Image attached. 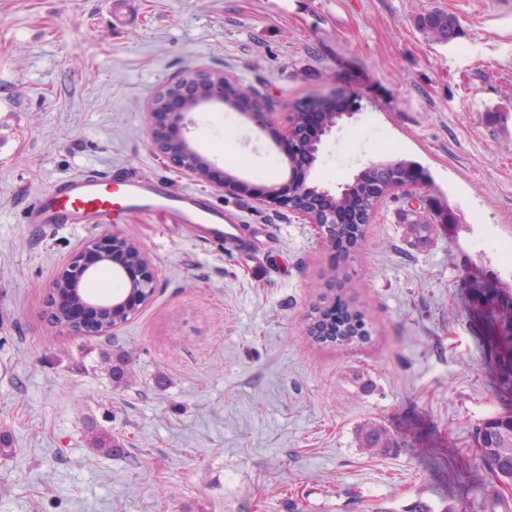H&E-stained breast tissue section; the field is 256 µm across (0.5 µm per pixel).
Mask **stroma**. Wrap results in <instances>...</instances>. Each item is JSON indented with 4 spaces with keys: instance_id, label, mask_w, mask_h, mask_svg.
Listing matches in <instances>:
<instances>
[{
    "instance_id": "35a3bbf8",
    "label": "stroma",
    "mask_w": 512,
    "mask_h": 512,
    "mask_svg": "<svg viewBox=\"0 0 512 512\" xmlns=\"http://www.w3.org/2000/svg\"><path fill=\"white\" fill-rule=\"evenodd\" d=\"M453 14L450 42L419 29ZM0 0V512H403L423 496L467 512H512L487 483L479 423L512 411L496 338L512 324V268L473 242L512 240V0ZM223 73L265 99L276 128L291 106L348 98L353 116L326 139L309 182L335 188L368 161L426 174L397 193L349 264L346 294L369 342H313L308 314L335 265L297 214L247 192L208 193L265 256L205 241L164 214L120 224L147 249L150 302L111 338L68 336L50 320V285L108 224H26L25 207L66 177L123 168L201 188L152 146L153 93L185 69ZM195 149L249 184L287 164L231 108L193 116ZM457 221H449V213ZM429 224V243L407 227ZM491 285L490 293L472 281ZM128 354L113 389L101 349ZM361 369L375 394H357ZM375 420L388 454L358 448ZM121 452L90 448V426ZM356 439L360 448L383 452L390 448H398V441L390 430L375 421H365L358 425Z\"/></svg>"
}]
</instances>
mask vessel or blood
<instances>
[{"mask_svg":"<svg viewBox=\"0 0 512 512\" xmlns=\"http://www.w3.org/2000/svg\"><path fill=\"white\" fill-rule=\"evenodd\" d=\"M161 210L177 222L196 226L204 238L235 245L239 224L199 190H174L166 179L123 170L78 173L36 198L24 213L27 224H109Z\"/></svg>","mask_w":512,"mask_h":512,"instance_id":"1","label":"vessel or blood"}]
</instances>
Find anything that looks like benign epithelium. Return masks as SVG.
Segmentation results:
<instances>
[{
	"mask_svg": "<svg viewBox=\"0 0 512 512\" xmlns=\"http://www.w3.org/2000/svg\"><path fill=\"white\" fill-rule=\"evenodd\" d=\"M231 85L224 75L189 69L175 82L158 89L153 96L151 115L156 124L177 123L183 127L193 124V114L206 109L236 106V99H227L226 91ZM315 113L299 108L290 113L288 141L293 143V154L289 156L291 167L304 163L312 168L316 162L323 140L329 136L339 122L352 117L350 112H321L314 134L302 138L299 127L307 114ZM155 151L177 169L209 182L213 164L194 149L188 140H183L176 149L164 139L154 142ZM421 181L409 178L389 187L373 197L364 223H372L375 214L385 201L397 192H410L420 188ZM352 184L337 186L335 191L320 189L311 196V187L295 177L289 178V187L280 184L254 186L251 196L259 204L287 209L305 217L312 224L319 238L328 247L336 250V212L330 203L345 196ZM108 267L113 276L126 281L124 291L110 296L97 295L85 288L100 268ZM156 288V275L150 256L141 244L118 233L85 241L71 258L60 268L52 282L53 295L57 301L51 312L56 326L69 336H108L115 328L132 319L137 309L131 305L136 301L147 304Z\"/></svg>",
	"mask_w": 512,
	"mask_h": 512,
	"instance_id": "7a95c632",
	"label": "benign epithelium"
}]
</instances>
